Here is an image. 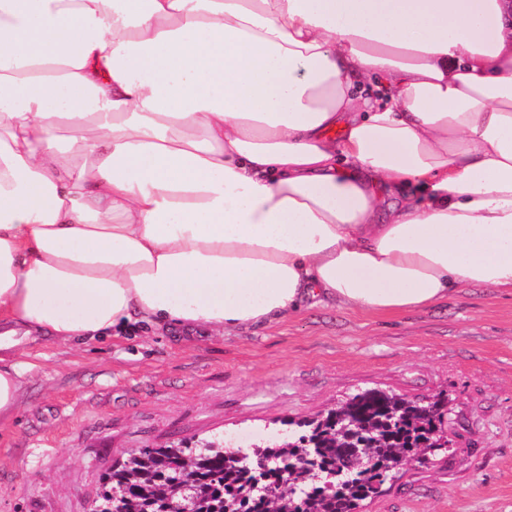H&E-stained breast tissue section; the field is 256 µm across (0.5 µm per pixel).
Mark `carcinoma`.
<instances>
[{"mask_svg":"<svg viewBox=\"0 0 512 512\" xmlns=\"http://www.w3.org/2000/svg\"><path fill=\"white\" fill-rule=\"evenodd\" d=\"M447 411L426 413L416 402L384 391H364L354 395L318 427L304 421L303 433L288 440L284 448H268L271 458L266 476L275 486L267 500L251 496L248 478L241 470L240 458L253 453L241 447H226L222 451H204L197 455L185 451L171 453L158 462L151 474L150 495L155 502L174 503L195 499L196 512H226L235 506L242 512H346L352 501H363L379 492L396 465L407 460H421L435 451L436 433L442 430ZM372 449L375 463H367L349 486H342L328 473L335 471L345 458L346 450L358 443ZM319 449L321 479L312 481L304 471L296 473L301 490L277 485L278 466L296 461L300 455ZM140 463L116 468L104 477V490L123 488L127 508L137 512L143 508L141 488L133 479Z\"/></svg>","mask_w":512,"mask_h":512,"instance_id":"1","label":"carcinoma"}]
</instances>
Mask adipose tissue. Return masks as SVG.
<instances>
[{"mask_svg": "<svg viewBox=\"0 0 512 512\" xmlns=\"http://www.w3.org/2000/svg\"><path fill=\"white\" fill-rule=\"evenodd\" d=\"M461 284L512 289V0H0V421L25 337Z\"/></svg>", "mask_w": 512, "mask_h": 512, "instance_id": "obj_1", "label": "adipose tissue"}]
</instances>
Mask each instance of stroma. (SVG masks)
Masks as SVG:
<instances>
[{
  "label": "stroma",
  "mask_w": 512,
  "mask_h": 512,
  "mask_svg": "<svg viewBox=\"0 0 512 512\" xmlns=\"http://www.w3.org/2000/svg\"><path fill=\"white\" fill-rule=\"evenodd\" d=\"M39 366L0 423V512H86L130 451L220 436L273 442L365 390L445 395L452 447L390 472L360 512H512V290L377 314L308 307L226 337L166 331L25 341Z\"/></svg>",
  "instance_id": "35a3bbf8"
}]
</instances>
